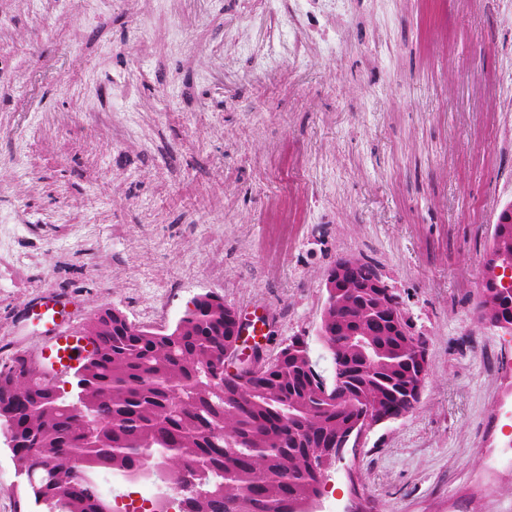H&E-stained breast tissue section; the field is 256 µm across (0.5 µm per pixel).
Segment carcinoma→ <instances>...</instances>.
<instances>
[{"label":"carcinoma","mask_w":512,"mask_h":512,"mask_svg":"<svg viewBox=\"0 0 512 512\" xmlns=\"http://www.w3.org/2000/svg\"><path fill=\"white\" fill-rule=\"evenodd\" d=\"M485 279L512 266V213L497 216ZM380 277L357 259L352 278L327 296L318 336L344 368L328 401L325 377L299 337L282 347L251 387L224 380L229 311L204 294L177 323L139 326L114 308L82 325L93 354L72 390L36 378L34 358L16 352L0 366V438L27 469L47 512H114L100 478L178 485V512H294L322 493L318 449L363 411L404 402L418 345L394 334L381 301L363 284ZM492 325L512 312V292L482 288Z\"/></svg>","instance_id":"obj_1"}]
</instances>
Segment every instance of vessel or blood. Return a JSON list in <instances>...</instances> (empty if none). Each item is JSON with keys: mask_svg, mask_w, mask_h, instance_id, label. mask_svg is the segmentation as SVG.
<instances>
[{"mask_svg": "<svg viewBox=\"0 0 512 512\" xmlns=\"http://www.w3.org/2000/svg\"><path fill=\"white\" fill-rule=\"evenodd\" d=\"M45 328L42 356L58 376L68 375L88 354L90 344L69 324L68 301L62 296L40 299L33 312Z\"/></svg>", "mask_w": 512, "mask_h": 512, "instance_id": "b4317fda", "label": "vessel or blood"}]
</instances>
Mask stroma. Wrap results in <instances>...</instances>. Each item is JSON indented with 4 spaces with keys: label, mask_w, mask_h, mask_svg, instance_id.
<instances>
[{
    "label": "stroma",
    "mask_w": 512,
    "mask_h": 512,
    "mask_svg": "<svg viewBox=\"0 0 512 512\" xmlns=\"http://www.w3.org/2000/svg\"><path fill=\"white\" fill-rule=\"evenodd\" d=\"M0 0V363L29 307L174 325L198 295L274 320L325 378V276L376 265L429 347L322 512H512V331L480 291L512 201V0ZM277 207H270V200ZM0 442V512H44Z\"/></svg>",
    "instance_id": "obj_1"
}]
</instances>
